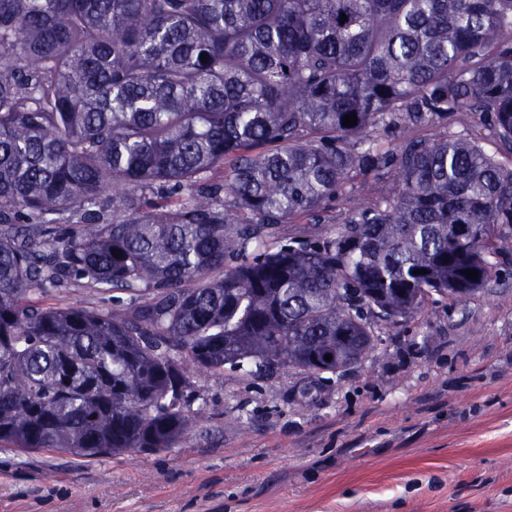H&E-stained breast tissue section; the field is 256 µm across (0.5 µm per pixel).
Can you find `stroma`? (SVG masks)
Here are the masks:
<instances>
[{
  "instance_id": "obj_1",
  "label": "stroma",
  "mask_w": 512,
  "mask_h": 512,
  "mask_svg": "<svg viewBox=\"0 0 512 512\" xmlns=\"http://www.w3.org/2000/svg\"><path fill=\"white\" fill-rule=\"evenodd\" d=\"M381 190L355 183L340 230ZM466 302L386 331L326 385L192 372L199 427L171 449L84 457L0 444V512H512V248Z\"/></svg>"
}]
</instances>
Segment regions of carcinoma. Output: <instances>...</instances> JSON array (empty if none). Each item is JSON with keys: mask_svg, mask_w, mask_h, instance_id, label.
Segmentation results:
<instances>
[{"mask_svg": "<svg viewBox=\"0 0 512 512\" xmlns=\"http://www.w3.org/2000/svg\"><path fill=\"white\" fill-rule=\"evenodd\" d=\"M464 109L512 151V0H0V442L172 448L188 366L338 374L483 290L512 165L371 140ZM357 179L341 230L280 237ZM74 286L110 303L34 298Z\"/></svg>", "mask_w": 512, "mask_h": 512, "instance_id": "cac0c4a2", "label": "carcinoma"}]
</instances>
